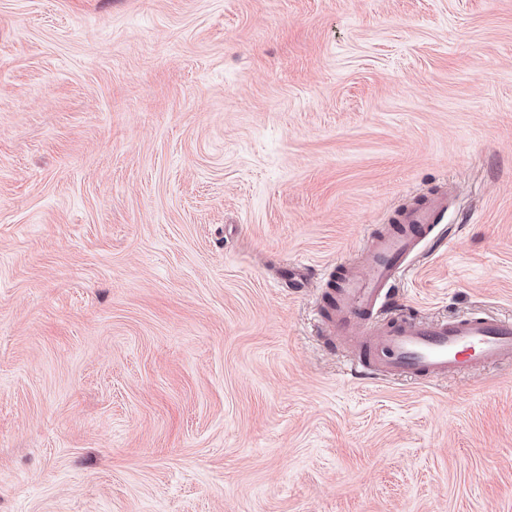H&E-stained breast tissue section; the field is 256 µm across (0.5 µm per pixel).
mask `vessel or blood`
Masks as SVG:
<instances>
[{
	"mask_svg": "<svg viewBox=\"0 0 512 512\" xmlns=\"http://www.w3.org/2000/svg\"><path fill=\"white\" fill-rule=\"evenodd\" d=\"M447 210V193L424 195L401 208L393 224L369 235L360 265L337 266L324 322L350 343L353 376L433 382L512 363V318L480 312L424 319L395 308L404 271L429 243L445 239L440 224Z\"/></svg>",
	"mask_w": 512,
	"mask_h": 512,
	"instance_id": "b4317fda",
	"label": "vessel or blood"
}]
</instances>
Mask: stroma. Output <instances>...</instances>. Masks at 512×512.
<instances>
[{"instance_id":"stroma-1","label":"stroma","mask_w":512,"mask_h":512,"mask_svg":"<svg viewBox=\"0 0 512 512\" xmlns=\"http://www.w3.org/2000/svg\"><path fill=\"white\" fill-rule=\"evenodd\" d=\"M443 186L402 301L512 316V0H0V512H512V366L321 315Z\"/></svg>"}]
</instances>
